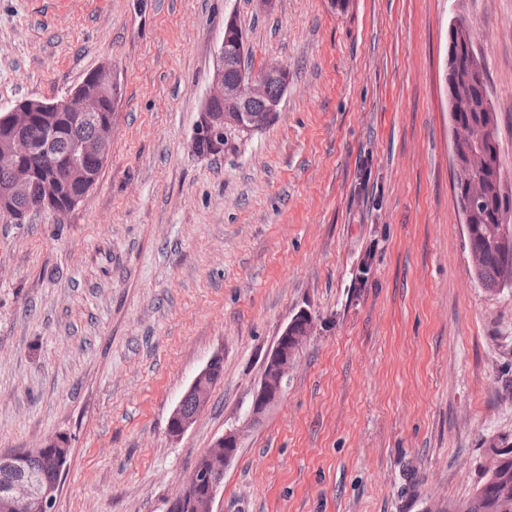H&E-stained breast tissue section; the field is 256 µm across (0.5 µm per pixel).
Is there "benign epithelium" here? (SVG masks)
<instances>
[{
  "instance_id": "benign-epithelium-1",
  "label": "benign epithelium",
  "mask_w": 512,
  "mask_h": 512,
  "mask_svg": "<svg viewBox=\"0 0 512 512\" xmlns=\"http://www.w3.org/2000/svg\"><path fill=\"white\" fill-rule=\"evenodd\" d=\"M247 55L244 34L235 15L224 19V36L215 54L212 75V90L204 99L198 119L193 127L191 144L207 139L221 152H229L237 147L238 141L269 126L279 112L281 98L267 95L268 86L278 82L282 90H287L288 69L271 65L260 74H253L243 68ZM238 72L229 80L226 74ZM119 86L112 72V66L98 69V79H84L63 99L56 102L25 100L9 111L0 114V127L7 130L8 150L0 153V168L19 173L11 186L0 197L6 203L11 197L24 194L31 180L40 176L42 190L40 202L26 209L19 221L28 220L32 214L50 212L57 197V190L64 183L65 172L56 167H45L50 156V145L54 139V129L47 131L44 142L36 144L24 134L29 124L30 112H66L79 120L91 123L98 130V137L92 141H80L69 157V168H74L79 159L96 156L107 160L112 142V115L101 112L103 98L117 105ZM486 129L480 128L471 133L467 126L452 127V143L463 139L476 146L485 139ZM489 154L485 149L474 150L470 155V168L467 181L473 200L481 199L482 187L487 181ZM313 317L301 310L286 324L275 345L264 361L261 381L252 397L250 411L245 421L228 429L209 448L208 464L197 467L193 475L206 485L203 504L206 512H214L217 496L224 490V470L236 457L242 445L244 431L251 428L278 404L288 387V378L297 362L302 345L311 334ZM223 363V356L213 355L196 375L185 396L195 402L196 410L186 414L182 405H177L168 421V432L173 437L184 434L197 420L208 395L216 383L214 367ZM27 453L0 454V467L18 471L24 468ZM61 489V481L43 483L29 475L20 473L16 478L0 488V512H55V504Z\"/></svg>"
}]
</instances>
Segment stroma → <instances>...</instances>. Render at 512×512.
<instances>
[{"instance_id":"35a3bbf8","label":"stroma","mask_w":512,"mask_h":512,"mask_svg":"<svg viewBox=\"0 0 512 512\" xmlns=\"http://www.w3.org/2000/svg\"><path fill=\"white\" fill-rule=\"evenodd\" d=\"M231 13L289 86L265 130L201 156ZM458 16L512 180V0H0V109L105 64L119 84L75 209L0 217V453L67 440L56 512H166L303 309L313 333L217 512H453L473 493L512 440V289L478 284L453 198ZM217 353L223 378L171 438ZM223 363V356L220 354L213 355L201 371L196 375L187 391L178 405L172 411L168 421V432L172 437H179L184 434L197 420L201 409L203 408L208 395L216 383V377L220 380L223 376V368L217 367L214 374L216 364ZM192 398L195 402L196 410L193 414V403L188 398ZM183 400V410H182Z\"/></svg>"}]
</instances>
